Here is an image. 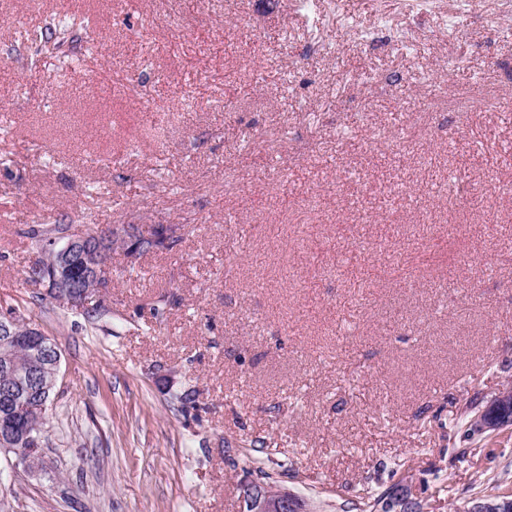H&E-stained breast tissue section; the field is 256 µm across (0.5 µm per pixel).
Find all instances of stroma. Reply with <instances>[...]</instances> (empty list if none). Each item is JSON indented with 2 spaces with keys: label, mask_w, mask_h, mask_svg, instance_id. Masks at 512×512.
<instances>
[{
  "label": "stroma",
  "mask_w": 512,
  "mask_h": 512,
  "mask_svg": "<svg viewBox=\"0 0 512 512\" xmlns=\"http://www.w3.org/2000/svg\"><path fill=\"white\" fill-rule=\"evenodd\" d=\"M70 9L94 51L28 71L20 27ZM499 180L504 0H0V306L61 352L0 512H242L260 467L313 512L512 492V430L463 424L512 383ZM92 221L181 228L112 252L101 319L26 276L27 230ZM395 493L396 488H391L381 496L373 497L368 495L362 497L361 501L354 504V509L359 512H392L395 511V507L400 506L401 512L419 511V504L411 498L406 507L399 505Z\"/></svg>",
  "instance_id": "stroma-1"
}]
</instances>
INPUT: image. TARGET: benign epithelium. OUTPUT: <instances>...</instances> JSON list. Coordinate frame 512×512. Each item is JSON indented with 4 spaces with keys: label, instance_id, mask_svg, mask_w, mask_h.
<instances>
[{
    "label": "benign epithelium",
    "instance_id": "1",
    "mask_svg": "<svg viewBox=\"0 0 512 512\" xmlns=\"http://www.w3.org/2000/svg\"><path fill=\"white\" fill-rule=\"evenodd\" d=\"M137 231L128 225L101 227L94 231L67 230L59 234L43 237V285L46 294L72 307L83 308L89 301V290L79 287L74 273L97 290L109 282V267L103 253L95 248L94 240L125 241L129 257L138 254L134 246ZM0 337L3 338V351L0 352V370L15 374L19 383L0 392V401L9 405L11 400L22 395L26 403L22 412L15 418L0 424V453L14 467L21 466L32 475L38 474L42 453L33 448H22L20 444L42 430L46 406L39 389L32 388L40 378L43 361L52 358V366L58 367V349L40 329L27 326L18 327V322L6 314L0 317ZM24 346L30 349L29 360L24 365L13 361L11 353ZM512 428V387L506 386L485 407L481 408L472 421L475 434L487 431L499 432ZM243 512H309L294 493L285 486L270 487L251 482L243 488ZM455 512H512V496L491 494L465 501L456 507Z\"/></svg>",
    "mask_w": 512,
    "mask_h": 512
}]
</instances>
